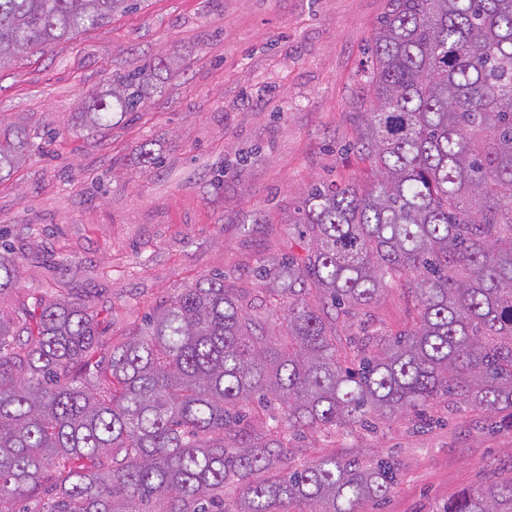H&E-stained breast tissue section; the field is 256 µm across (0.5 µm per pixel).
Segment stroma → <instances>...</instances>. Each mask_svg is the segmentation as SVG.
Segmentation results:
<instances>
[{
    "mask_svg": "<svg viewBox=\"0 0 512 512\" xmlns=\"http://www.w3.org/2000/svg\"><path fill=\"white\" fill-rule=\"evenodd\" d=\"M386 0H142L104 26L0 71V125L34 133L0 182V229L23 262L0 302L37 318L57 292L89 301L100 348L120 344L162 301L224 274L250 300L256 261L301 251L289 224L313 182L364 166L347 146L365 98L368 48ZM180 59L161 95L98 137L76 128L85 94L117 69ZM151 143L160 165L141 153ZM400 290L373 325L405 328ZM392 453L397 485L364 512H440L512 465V425L457 404L446 423L387 420L349 437L314 434L292 465L334 453Z\"/></svg>",
    "mask_w": 512,
    "mask_h": 512,
    "instance_id": "obj_1",
    "label": "stroma"
}]
</instances>
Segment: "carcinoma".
<instances>
[{
    "label": "carcinoma",
    "instance_id": "cac0c4a2",
    "mask_svg": "<svg viewBox=\"0 0 512 512\" xmlns=\"http://www.w3.org/2000/svg\"><path fill=\"white\" fill-rule=\"evenodd\" d=\"M138 4L0 0V70ZM370 51L352 113L368 180L307 191L293 224L308 246L260 261L262 310L203 277L96 373L75 369L98 350L87 301L61 295L33 328L0 310V512H363L394 460L288 468L292 441L441 404L512 415V0H387ZM162 84L151 63L115 71L75 124L98 136ZM30 146L0 128V180ZM20 278L0 230V296ZM390 288L408 328L344 332ZM443 512H512V473Z\"/></svg>",
    "mask_w": 512,
    "mask_h": 512
}]
</instances>
